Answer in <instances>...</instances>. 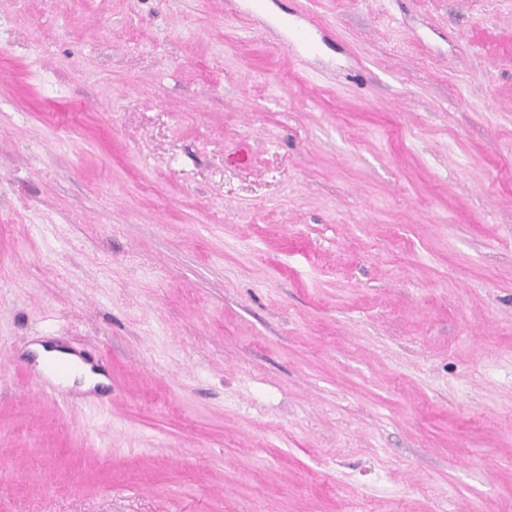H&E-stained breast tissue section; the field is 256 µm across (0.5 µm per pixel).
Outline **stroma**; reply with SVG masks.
I'll return each instance as SVG.
<instances>
[{"label":"stroma","instance_id":"obj_1","mask_svg":"<svg viewBox=\"0 0 512 512\" xmlns=\"http://www.w3.org/2000/svg\"><path fill=\"white\" fill-rule=\"evenodd\" d=\"M511 30L0 0V512H512ZM35 348L41 353H48L47 355L52 359L53 362L62 363L66 365L68 368L74 365L78 366L80 369V373L77 375V377L84 378L87 384H91L97 381V376L92 374L90 372L89 367L83 364L77 358L70 356L69 354L59 350L47 351L46 348L41 345H37Z\"/></svg>","mask_w":512,"mask_h":512}]
</instances>
